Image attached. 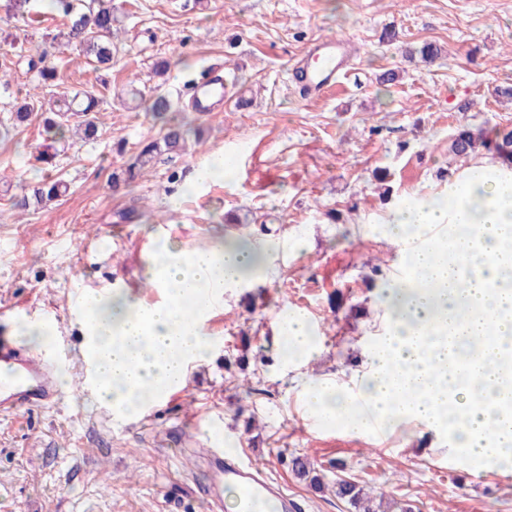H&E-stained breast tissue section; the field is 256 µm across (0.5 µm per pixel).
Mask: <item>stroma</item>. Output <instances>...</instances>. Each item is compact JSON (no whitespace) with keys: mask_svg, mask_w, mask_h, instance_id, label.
<instances>
[{"mask_svg":"<svg viewBox=\"0 0 512 512\" xmlns=\"http://www.w3.org/2000/svg\"><path fill=\"white\" fill-rule=\"evenodd\" d=\"M122 28L112 67L99 72L58 46L61 17L41 23L0 11V326L47 320L64 337L62 399L23 417H0V512H208L198 490L206 449H232L277 480L297 512H354L337 499L339 479L384 495L405 512H512V470L472 464L442 449L413 422L348 435L314 422L302 388L345 385L378 342L384 289L400 284L399 253L384 220L391 206L441 190L461 159L448 152L458 127L483 135L512 124V0H112ZM395 39H387V32ZM348 40L354 55L334 90L306 98L291 64L323 37ZM442 49L422 62L423 43ZM56 67L42 83L29 61ZM170 64L166 74L156 62ZM236 73L224 109L194 112L184 86L201 68ZM392 70L393 83L378 77ZM173 103L168 120L117 100L128 84ZM95 90V138L67 134L46 152L40 120L9 129L14 103ZM192 129L184 152L113 188L143 142L168 122ZM224 154L233 174L170 194L192 169ZM386 171L378 180L377 171ZM63 177L66 196L45 206L18 200L43 175ZM339 213L331 222L328 211ZM242 240L262 249L264 272L226 289L208 319L210 350L180 391L147 416L114 425L111 410L80 390L84 335L71 308L77 293L121 290L146 304L161 293L143 272L153 252ZM304 313L318 353L286 362L280 320ZM308 457L320 485L296 477Z\"/></svg>","mask_w":512,"mask_h":512,"instance_id":"1","label":"stroma"}]
</instances>
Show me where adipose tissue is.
Segmentation results:
<instances>
[{
	"instance_id": "ef3b65f1",
	"label": "adipose tissue",
	"mask_w": 512,
	"mask_h": 512,
	"mask_svg": "<svg viewBox=\"0 0 512 512\" xmlns=\"http://www.w3.org/2000/svg\"><path fill=\"white\" fill-rule=\"evenodd\" d=\"M387 224L397 243L409 241L414 227L439 225L448 236L419 240L409 252L410 287L383 294L391 323L357 375L361 399L378 416L450 434L476 463L511 466L512 411L503 406L512 401V374L501 377L497 364L504 345L512 346V160L473 155L442 193L413 197L390 212ZM262 257L246 244L191 251L167 245L144 271L162 302L148 305L120 292L89 298L81 325L98 397L129 416L141 409L144 388L181 386L187 363L209 349L207 301L244 282ZM452 340L476 344L480 360L469 370L476 385L458 386L448 365ZM305 394L323 420L362 430L350 394L320 381Z\"/></svg>"
}]
</instances>
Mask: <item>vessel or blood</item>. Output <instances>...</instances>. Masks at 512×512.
<instances>
[{
    "label": "vessel or blood",
    "mask_w": 512,
    "mask_h": 512,
    "mask_svg": "<svg viewBox=\"0 0 512 512\" xmlns=\"http://www.w3.org/2000/svg\"><path fill=\"white\" fill-rule=\"evenodd\" d=\"M352 57L348 40L327 37L313 42L306 55L291 69V78L306 96L324 95L336 83ZM190 103L199 112H216L224 107V73L205 69L192 84ZM53 358L32 354L14 337L0 336V416H24L57 403L61 391L54 373ZM235 486L240 493L241 512H254L258 502L272 500L279 512H296L297 503L277 484L268 479L249 458H224L211 451L209 480L202 492L204 499L222 501L225 486Z\"/></svg>",
    "instance_id": "1"
}]
</instances>
